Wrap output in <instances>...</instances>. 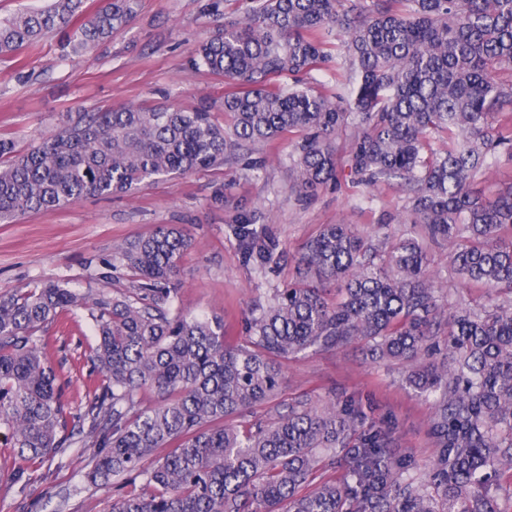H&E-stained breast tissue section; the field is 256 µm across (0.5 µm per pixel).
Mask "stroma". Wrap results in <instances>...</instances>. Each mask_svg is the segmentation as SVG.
I'll use <instances>...</instances> for the list:
<instances>
[{
	"mask_svg": "<svg viewBox=\"0 0 512 512\" xmlns=\"http://www.w3.org/2000/svg\"><path fill=\"white\" fill-rule=\"evenodd\" d=\"M205 0H141L138 15L111 42L62 61L54 38L36 48L0 56V133L28 145L52 131L62 113L120 104L181 108L209 101L221 110L224 81L191 63L196 44L209 37L215 22L204 12ZM29 74L16 82V65ZM292 135L255 147L266 160L263 170L243 164L193 171L142 187L134 194L87 198L61 209H48L0 224V294L48 280L86 291L125 288L131 272L112 271L110 283L98 278L102 260L121 243L153 232L161 224H180L194 245L182 260L177 305L193 315L224 320L232 341L246 334L245 319L256 302L273 289L296 281L306 244L323 225L345 223L373 239L397 238L407 216L408 199L395 187L375 191L342 183L325 185L305 197L289 190ZM223 189L224 203L213 201ZM255 216L259 239L277 245L273 261L258 269L245 264L235 234L241 212ZM430 269L448 306L486 303L485 289L448 275V246L430 248ZM49 360L64 384L72 410L82 408L94 380L83 354L95 340L94 322L85 309L74 310L66 328L50 327ZM277 398L254 407L251 419H269L284 404L305 396L320 403L335 395L358 398L370 421L390 419L397 448L416 464L429 462L435 445L428 427L431 404L409 388L405 369L368 357L361 346L309 349L282 363ZM91 451L74 443L53 461L30 468L34 492L16 497L9 483L12 450L0 445V512H109L117 493L139 492V485L96 487L85 478Z\"/></svg>",
	"mask_w": 512,
	"mask_h": 512,
	"instance_id": "stroma-1",
	"label": "stroma"
}]
</instances>
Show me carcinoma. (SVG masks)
Wrapping results in <instances>:
<instances>
[{
  "instance_id": "obj_1",
  "label": "carcinoma",
  "mask_w": 512,
  "mask_h": 512,
  "mask_svg": "<svg viewBox=\"0 0 512 512\" xmlns=\"http://www.w3.org/2000/svg\"><path fill=\"white\" fill-rule=\"evenodd\" d=\"M242 15L207 0L214 32L192 62L224 78V122L211 107L121 105L69 112L39 142L0 134V223L87 197L126 195L157 179L241 161L260 143L296 134L290 185L399 186L411 194L412 228L372 243L348 224H326L299 259L300 279L251 311L244 341L224 320L176 307L183 226L125 242L102 262L128 288L80 292L58 282L0 295V431L13 448L11 484L30 494L29 464L75 436L93 449L87 480L140 484L110 512H504L512 484V188L474 187L489 158L512 156V0H243ZM138 0H51L0 16V54L58 38L60 59L112 41ZM329 73L331 96L302 80ZM274 77L290 84L271 86ZM350 131L346 167L336 139ZM238 228L245 261L266 264ZM450 248L448 273L479 285L489 303L448 313L429 274L426 242ZM340 285L330 302L325 285ZM89 311L87 356L101 377L85 411H69L45 353L47 326ZM361 343L375 362L410 367L405 382L432 401L436 455L422 476L392 447L390 428L365 425L353 396L321 407L305 400L269 422L231 419L276 397L281 361L312 347ZM153 390L158 404L137 393ZM174 448L145 466L158 448ZM336 481L310 485L336 460Z\"/></svg>"
}]
</instances>
